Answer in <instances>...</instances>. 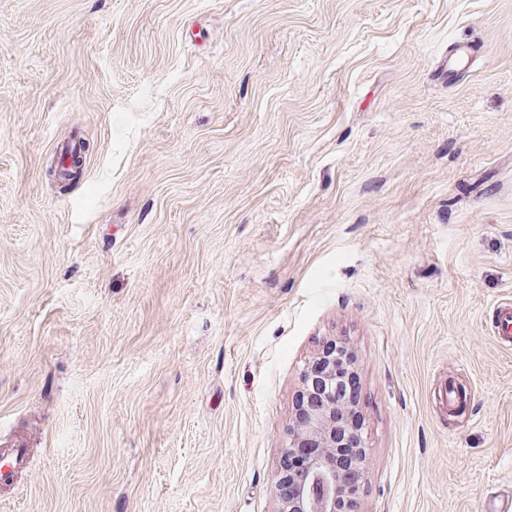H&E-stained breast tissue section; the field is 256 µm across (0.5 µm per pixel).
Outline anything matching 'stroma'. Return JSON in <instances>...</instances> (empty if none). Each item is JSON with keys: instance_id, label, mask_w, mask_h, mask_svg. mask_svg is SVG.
<instances>
[{"instance_id": "1", "label": "stroma", "mask_w": 512, "mask_h": 512, "mask_svg": "<svg viewBox=\"0 0 512 512\" xmlns=\"http://www.w3.org/2000/svg\"><path fill=\"white\" fill-rule=\"evenodd\" d=\"M506 298L512 0H0V448L32 450L0 512H276L332 339L359 512H481L512 494ZM474 51L468 44L462 43L448 55L445 65L448 66V80L468 70ZM495 336L504 344L512 343V300L508 299L495 305Z\"/></svg>"}]
</instances>
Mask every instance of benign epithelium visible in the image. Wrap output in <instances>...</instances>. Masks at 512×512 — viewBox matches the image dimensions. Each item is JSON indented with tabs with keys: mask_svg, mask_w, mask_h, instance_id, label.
<instances>
[{
	"mask_svg": "<svg viewBox=\"0 0 512 512\" xmlns=\"http://www.w3.org/2000/svg\"><path fill=\"white\" fill-rule=\"evenodd\" d=\"M336 383V355L320 348L301 371V411L288 425V441L281 458L293 452L307 457L293 495L280 499L278 512H338L340 502L357 504L361 486L349 484L336 461L338 440L352 431L353 407L324 387Z\"/></svg>",
	"mask_w": 512,
	"mask_h": 512,
	"instance_id": "benign-epithelium-1",
	"label": "benign epithelium"
}]
</instances>
